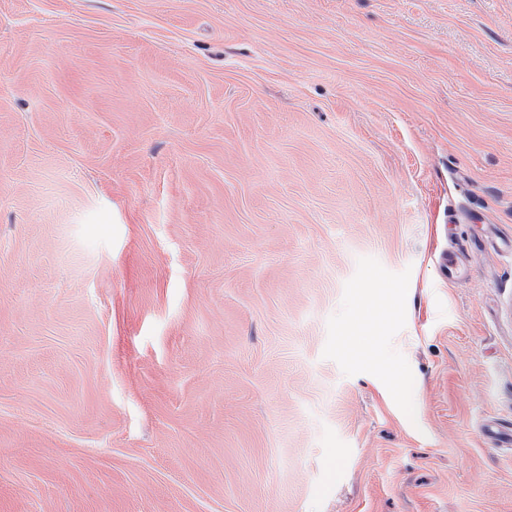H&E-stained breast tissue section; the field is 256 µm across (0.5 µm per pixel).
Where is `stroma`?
<instances>
[{"mask_svg":"<svg viewBox=\"0 0 512 512\" xmlns=\"http://www.w3.org/2000/svg\"><path fill=\"white\" fill-rule=\"evenodd\" d=\"M0 512H512V0H0Z\"/></svg>","mask_w":512,"mask_h":512,"instance_id":"stroma-1","label":"stroma"}]
</instances>
